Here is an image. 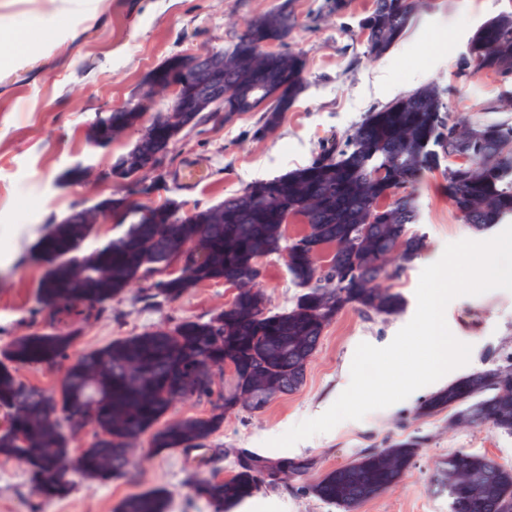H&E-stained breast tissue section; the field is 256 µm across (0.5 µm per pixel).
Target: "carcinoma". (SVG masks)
<instances>
[{
	"label": "carcinoma",
	"instance_id": "obj_1",
	"mask_svg": "<svg viewBox=\"0 0 512 512\" xmlns=\"http://www.w3.org/2000/svg\"><path fill=\"white\" fill-rule=\"evenodd\" d=\"M418 0H372L359 22L367 53L380 56L405 35ZM294 28L288 6L250 20L224 50V113L201 124L222 125L237 112H261L254 135L280 126L283 113L302 89L305 60L291 51L270 53ZM473 71L504 76L512 72V12H502L477 32L468 46ZM182 57L172 55L154 71L158 80L180 76ZM444 91L427 85L371 112L344 139L322 145L310 164L272 179L256 180L241 192L206 207H195L187 224L174 199L148 208L146 222L126 198L112 195V221L125 233L93 250L83 261L75 252L91 236L87 224H45L39 251L53 264L44 271L38 302L45 308L82 305L102 311L135 279H150L154 266L176 258L178 273L154 281V300L175 301L211 281L237 287L232 303L207 322L184 320L169 330L145 331L80 354L67 368L59 393L23 380L18 368L52 363L63 356L75 333L33 332L0 351V456L30 468L36 492L52 499L71 487V468L102 479L129 473L128 449L146 432L158 451L202 448L241 405L263 410L280 387L292 393L305 381L306 366L325 328L346 307L378 316L399 313L404 299L385 280L393 279L425 247V236L409 231L416 213L413 189L428 172L441 171L458 219L477 230L512 216V151L498 158L490 147L512 141L506 121L461 128L448 112ZM141 114L112 113V124L137 128ZM178 136L163 124L150 129L136 150L160 155L168 165L169 145ZM290 216L305 228L284 233ZM173 225L169 236L163 226ZM329 250V266L316 260ZM285 251L296 284L305 289L286 313L265 314L256 289L259 255ZM398 261L388 270L390 259ZM234 367V388L220 396L216 413L161 428L155 424L177 401L212 393L213 367ZM453 411L460 421L512 434V367L470 373L428 399L427 414ZM78 434L96 429L95 441L70 456L62 426ZM417 454V443L396 442L338 467L311 485L315 497L358 512L360 506L398 483ZM257 459L240 462L230 478H191L196 491L218 508L232 509L259 487ZM438 484L448 490L450 512H498L512 500V470L467 451L448 456ZM120 512H167L160 492L126 497Z\"/></svg>",
	"mask_w": 512,
	"mask_h": 512
}]
</instances>
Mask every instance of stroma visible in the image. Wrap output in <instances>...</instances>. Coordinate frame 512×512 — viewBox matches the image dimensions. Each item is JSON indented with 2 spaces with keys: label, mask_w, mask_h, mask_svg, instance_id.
Masks as SVG:
<instances>
[{
  "label": "stroma",
  "mask_w": 512,
  "mask_h": 512,
  "mask_svg": "<svg viewBox=\"0 0 512 512\" xmlns=\"http://www.w3.org/2000/svg\"><path fill=\"white\" fill-rule=\"evenodd\" d=\"M282 2L101 0L96 19L87 22L78 15L50 14L47 0H0L6 23L35 30L21 48L0 35V350L33 332L77 334L75 346L56 363L20 367L22 379L59 389L79 353L148 330L170 329L185 319L209 321L232 300L230 288L211 282L177 301L151 305L145 300L149 281L137 279L100 315L85 316L79 307L55 313L36 299L45 267L34 260L35 246L51 217L115 191L108 184L68 186L61 181L74 165L104 170L131 148L128 135L105 148L91 147L85 135L92 122L124 104L145 75L168 57L226 49L248 21ZM290 2L295 28L285 47L301 53L306 68L304 86L280 126L254 136L259 115L244 112L224 126L206 125L179 135L171 145L174 171L147 205L169 198L188 212L218 204L252 181L304 167L323 139L353 133L369 112L413 91L415 72L423 74L425 84L450 89L446 102L455 119L512 123V102L503 97L504 91H512V81L466 69L469 41L492 17L512 11V0H423L405 36L379 57L367 54L359 29L371 0H349L341 11L334 10L333 0ZM198 163L208 168V177L186 184L185 169ZM442 182L440 173H428L414 190L415 229L424 235L427 249L463 239L487 240L501 232L498 224L484 231L462 224ZM261 265L266 314L287 312L301 289L288 270L286 254L264 256ZM422 269V263L413 262L391 281L405 300L402 311L384 317L345 308L324 330L303 386L274 396L262 411L239 407L227 413L206 447L158 451L151 448L149 435H142L129 450L130 476L102 480L74 472L69 491L50 500L36 494L25 464L0 457V512H119L127 496L154 490L167 493L168 512H218L192 488L190 477H230L247 455L311 464L302 477H288L274 488L259 486L249 499L254 512H343L314 497L308 485L369 452L410 438L420 446L403 478L358 512H449L448 493L433 480L448 456L463 450L512 468V435L454 422L448 410L419 415L428 392H415L362 420L343 421L288 449L268 445L295 420L334 403L359 343L386 346L411 320ZM445 318L452 334L472 346L469 363L449 372V380L512 364V292L495 289L457 297ZM212 381L211 396L174 403L160 425L210 416L233 378L216 368Z\"/></svg>",
  "instance_id": "35a3bbf8"
}]
</instances>
